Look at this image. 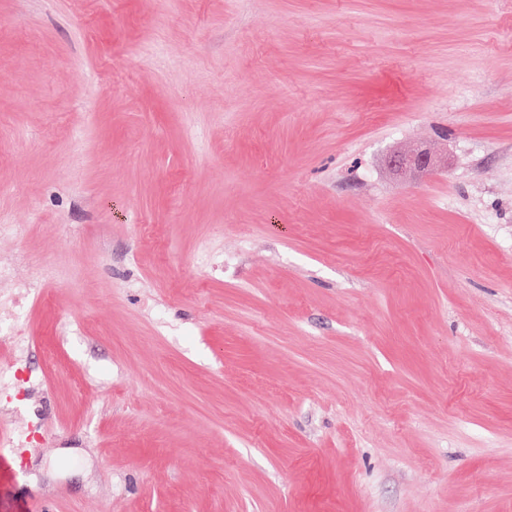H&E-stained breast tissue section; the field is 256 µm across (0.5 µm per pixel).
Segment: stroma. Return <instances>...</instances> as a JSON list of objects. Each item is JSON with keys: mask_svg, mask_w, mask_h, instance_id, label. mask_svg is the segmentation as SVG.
Here are the masks:
<instances>
[{"mask_svg": "<svg viewBox=\"0 0 512 512\" xmlns=\"http://www.w3.org/2000/svg\"><path fill=\"white\" fill-rule=\"evenodd\" d=\"M0 224V512H512V0H0ZM16 288H19L21 302L12 318L0 321V346L2 349L8 348L21 353L26 344V337L20 336L18 326L24 319V304L35 293L37 285L34 282H25L18 284ZM38 421H32L29 424L20 425L12 429L16 436V447L15 448H27L33 446L34 443L40 439ZM5 443V437L1 432L0 435V473L8 471L10 468L8 457L11 456L15 448H4L7 447Z\"/></svg>", "mask_w": 512, "mask_h": 512, "instance_id": "35a3bbf8", "label": "stroma"}]
</instances>
